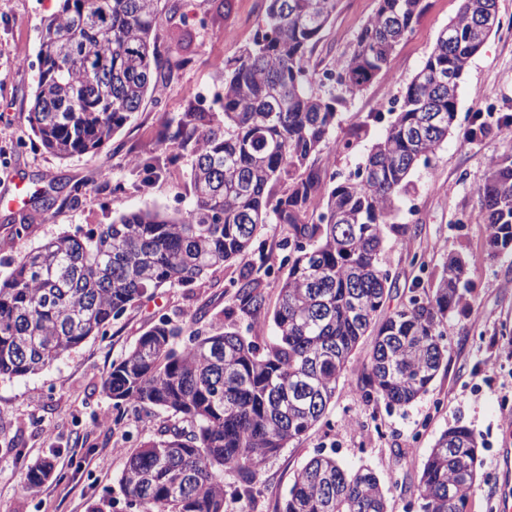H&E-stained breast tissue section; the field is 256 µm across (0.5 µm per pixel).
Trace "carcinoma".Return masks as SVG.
Wrapping results in <instances>:
<instances>
[{
  "instance_id": "cac0c4a2",
  "label": "carcinoma",
  "mask_w": 512,
  "mask_h": 512,
  "mask_svg": "<svg viewBox=\"0 0 512 512\" xmlns=\"http://www.w3.org/2000/svg\"><path fill=\"white\" fill-rule=\"evenodd\" d=\"M161 0H62L40 34L38 80L28 122L41 145L65 158L100 149L139 110L171 70L151 41ZM252 46L219 67V112H186L168 122L161 142L194 145L193 205L121 214L62 233L21 256L0 281V376L42 370L85 339L106 334L112 319L165 285L203 283L209 271L251 253L258 231L288 225L293 250L275 280L278 304L264 345L238 331L203 334L192 316L161 318L102 381L114 408L160 409L175 418L133 451L121 477L135 512H224V469L253 484L267 460L323 417L364 336L374 337L360 382L364 396L405 406L428 391L444 359V323L470 292L472 259L453 254L438 287L420 292L421 273L401 306L378 312L394 284L380 262L396 201L411 170L448 138L460 83L488 34L476 16L496 0H461L422 69L407 84L399 111L347 177L321 176L347 99L382 73L424 14L426 0H378L354 50L330 76L341 93L322 94L310 55L339 0H266ZM366 122L349 125L351 149ZM286 182L276 196L271 182ZM489 228L490 258L512 251V152L494 155L477 191ZM269 283L244 272L239 309L265 312ZM188 334L178 348L175 338ZM479 446L466 427L444 431L423 464L422 512H465L477 480ZM52 475L44 460L24 472L34 490ZM388 489L368 468L348 470L325 455L296 474L281 512H387Z\"/></svg>"
}]
</instances>
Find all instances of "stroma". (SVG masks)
Masks as SVG:
<instances>
[{
	"mask_svg": "<svg viewBox=\"0 0 512 512\" xmlns=\"http://www.w3.org/2000/svg\"><path fill=\"white\" fill-rule=\"evenodd\" d=\"M428 2L387 70L349 99L331 140L341 139L352 120L401 101L460 7V0ZM60 6L61 0H0V196L11 195L23 180L56 199L20 236L15 233L18 211L0 207L1 280L20 254L59 234L108 224L139 208L174 213L192 205L193 148H178L177 162L168 164L159 132L197 106L201 92L216 95L217 63L233 60L252 42L266 2L230 0L224 9L218 0H189L190 63L148 93L106 146L66 159L45 152L27 121L37 68L12 63L17 50L36 59L41 26ZM377 6L378 0H339L312 65L320 70L349 54ZM497 8L503 27L489 35L461 79L453 130L428 163L417 164L408 193L397 203L395 223L412 225L413 233L406 241L389 237L382 252V265L395 283L380 310L384 316L399 307L415 276H422L425 290L436 288L448 255L460 252L474 262L470 300L448 315L440 371L428 392L410 405L391 408L365 400L359 377L373 339L363 337L322 420L267 461L249 494L237 496V473L225 470L224 512H280L295 475L319 452L349 468H370L390 489L388 512H421L417 485L423 463L440 434L454 426L469 428L479 442L480 476L466 512H502L501 503L512 501V253L486 259L488 230L477 197L490 157L512 151V31L505 29L512 22V0H497ZM477 116L488 134L466 141ZM386 127V122L370 121L352 150L319 155L318 166L353 172ZM134 155L159 165L150 184H143L142 172L130 166ZM287 235L286 225H266L248 258L224 264L204 283L160 288L114 319L106 334L87 338L38 374L0 378V512H90L97 504L104 512H131L120 483L127 458L155 436L168 416L113 408L101 389L104 376L162 317L181 324L200 313L207 325L261 339L271 335L269 326H250L238 312L234 284L246 269L266 278L268 266L288 253ZM417 255L424 257L426 269L414 264ZM44 459L63 473V480L23 491V467Z\"/></svg>",
	"mask_w": 512,
	"mask_h": 512,
	"instance_id": "1",
	"label": "stroma"
}]
</instances>
